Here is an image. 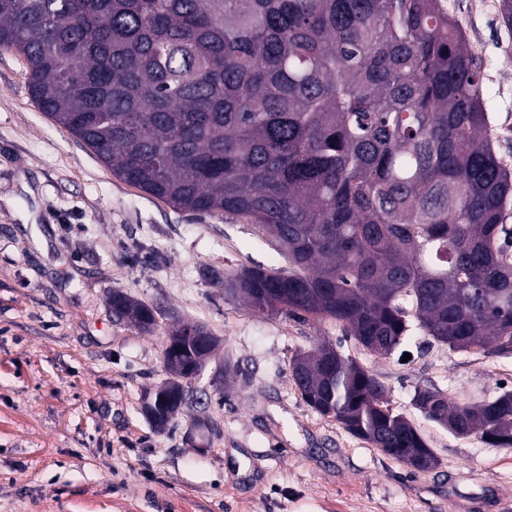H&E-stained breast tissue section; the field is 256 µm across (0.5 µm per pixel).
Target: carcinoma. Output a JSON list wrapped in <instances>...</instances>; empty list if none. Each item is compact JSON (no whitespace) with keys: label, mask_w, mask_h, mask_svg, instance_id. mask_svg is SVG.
I'll return each mask as SVG.
<instances>
[{"label":"carcinoma","mask_w":512,"mask_h":512,"mask_svg":"<svg viewBox=\"0 0 512 512\" xmlns=\"http://www.w3.org/2000/svg\"><path fill=\"white\" fill-rule=\"evenodd\" d=\"M0 48L42 111L112 174L175 209L232 216L276 244L224 293L329 317L393 354L416 328L512 353V169L482 59L442 0H0ZM142 329L154 308L112 293ZM291 370L302 399L383 454L434 455L385 386L336 351ZM457 437L512 448V390L476 404L419 389Z\"/></svg>","instance_id":"carcinoma-1"}]
</instances>
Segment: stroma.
Masks as SVG:
<instances>
[{
    "instance_id": "obj_1",
    "label": "stroma",
    "mask_w": 512,
    "mask_h": 512,
    "mask_svg": "<svg viewBox=\"0 0 512 512\" xmlns=\"http://www.w3.org/2000/svg\"><path fill=\"white\" fill-rule=\"evenodd\" d=\"M500 0H442L483 60L485 106L512 165V30ZM281 267L251 224L173 209L115 177L32 97L0 49V512H512V448L458 438L413 405L512 389V355L419 335L375 355L327 318L258 313L224 293L244 265ZM122 291L160 312L117 320ZM222 341L169 430L142 410L170 329ZM328 340L389 391L439 463L416 472L308 406L289 364Z\"/></svg>"
}]
</instances>
